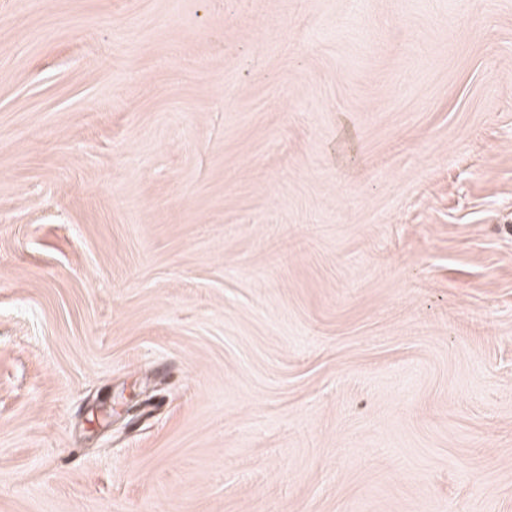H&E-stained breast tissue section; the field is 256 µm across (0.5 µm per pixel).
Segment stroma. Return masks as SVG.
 Instances as JSON below:
<instances>
[{"mask_svg":"<svg viewBox=\"0 0 512 512\" xmlns=\"http://www.w3.org/2000/svg\"><path fill=\"white\" fill-rule=\"evenodd\" d=\"M0 512H512V0H0Z\"/></svg>","mask_w":512,"mask_h":512,"instance_id":"35a3bbf8","label":"stroma"}]
</instances>
